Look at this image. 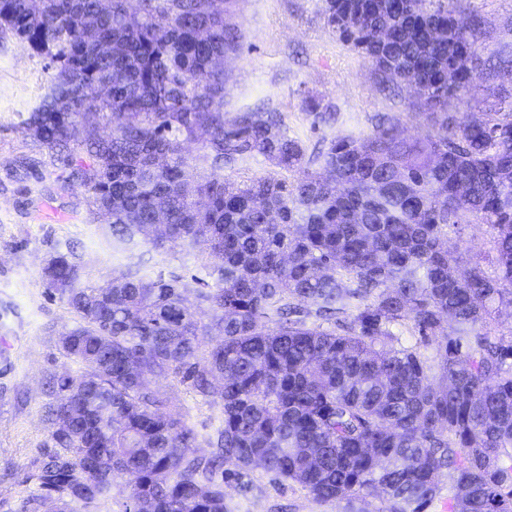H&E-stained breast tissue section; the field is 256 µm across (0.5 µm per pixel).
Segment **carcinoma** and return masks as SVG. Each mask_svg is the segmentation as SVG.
Listing matches in <instances>:
<instances>
[{"mask_svg":"<svg viewBox=\"0 0 512 512\" xmlns=\"http://www.w3.org/2000/svg\"><path fill=\"white\" fill-rule=\"evenodd\" d=\"M323 2L339 38L388 73L385 88L427 110L424 138L382 115L309 157L271 110L226 119L213 61L239 48L230 0H112L108 13L98 0H0V32L55 68L33 140L83 185L115 249L142 240L166 204L168 232L148 244L206 255L213 284L198 303L221 336L202 344L178 275L122 274L101 290L80 283L70 254L52 255L46 288L75 318L60 352L82 372L49 382L53 449L19 512H92L119 482L122 512H227L224 482L249 492L255 465L343 512L370 492L386 512L436 500L512 512V339L492 333L512 308V102L448 111L472 82L464 73L448 96V64L477 50L482 20L452 0ZM88 22L100 43L81 38ZM304 105L335 119L314 97ZM202 132L209 170L190 180L183 145ZM255 154L318 169L224 178ZM472 223L495 231L491 272L443 248L449 226ZM407 321L412 345L394 332ZM160 377L221 405L215 438L168 410ZM202 442L209 454L185 453Z\"/></svg>","mask_w":512,"mask_h":512,"instance_id":"1","label":"carcinoma"}]
</instances>
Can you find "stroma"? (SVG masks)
Returning a JSON list of instances; mask_svg holds the SVG:
<instances>
[{
  "label": "stroma",
  "instance_id": "35a3bbf8",
  "mask_svg": "<svg viewBox=\"0 0 512 512\" xmlns=\"http://www.w3.org/2000/svg\"><path fill=\"white\" fill-rule=\"evenodd\" d=\"M477 14L480 63L468 98L474 111L492 112L512 99V80L498 79L489 67L497 57L512 59V0H457ZM320 0H234L227 15L238 30L240 47L224 61V113L232 119L263 105L278 109L287 134L307 148L343 136L372 132L377 116L399 121L408 139L428 131L404 98L389 94L372 63L341 42L328 27ZM53 69L48 58L9 33H0V499L11 512L33 490V473L42 448L51 444L44 407L45 382L53 373L77 374L78 364L59 350L62 331L74 316L49 297L43 269L50 255L71 251L83 284L97 285L127 271L144 276L177 273L189 307L209 275L207 259L180 249L153 250L138 243L112 248L105 226L91 222L87 195L69 177V168L31 138L26 119L38 105ZM332 106L336 120L320 125L304 109L306 97ZM493 229L461 224L448 230L449 250L488 261ZM173 412L202 432L220 420L219 405L197 398L187 385L170 379L156 383ZM254 489L242 495L236 482L224 485L228 512H339L318 503L298 484L271 482L261 467L250 473Z\"/></svg>",
  "mask_w": 512,
  "mask_h": 512
}]
</instances>
